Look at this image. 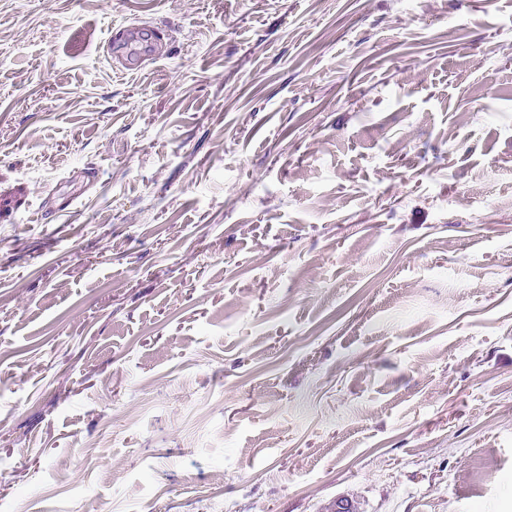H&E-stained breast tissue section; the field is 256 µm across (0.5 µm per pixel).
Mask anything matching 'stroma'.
<instances>
[{
  "mask_svg": "<svg viewBox=\"0 0 512 512\" xmlns=\"http://www.w3.org/2000/svg\"><path fill=\"white\" fill-rule=\"evenodd\" d=\"M339 497L512 512V0H0V512ZM148 32V33H147ZM151 29L145 25H135L128 28H119L114 32L106 44V52L112 61L122 68L134 67L139 63L161 57L165 53V47L157 39L152 40L147 54L140 52L138 44L144 40L145 34H150Z\"/></svg>",
  "mask_w": 512,
  "mask_h": 512,
  "instance_id": "1",
  "label": "stroma"
}]
</instances>
